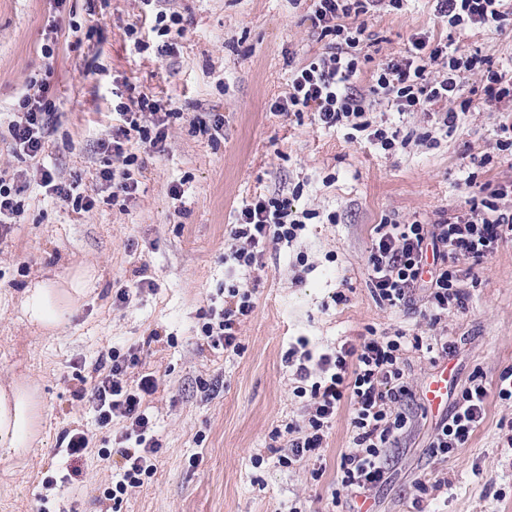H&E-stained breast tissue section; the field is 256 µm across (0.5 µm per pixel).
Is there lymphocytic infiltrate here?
Returning <instances> with one entry per match:
<instances>
[{
    "label": "lymphocytic infiltrate",
    "mask_w": 512,
    "mask_h": 512,
    "mask_svg": "<svg viewBox=\"0 0 512 512\" xmlns=\"http://www.w3.org/2000/svg\"><path fill=\"white\" fill-rule=\"evenodd\" d=\"M435 10L449 26H476L503 30L512 26V0H435ZM390 4L400 8L402 0H312L311 20L330 43L325 52L295 68L288 94L276 101L274 111L312 113L323 128L342 125L369 132L384 151L408 146L409 137L399 130L372 127L366 114L369 95L392 100L398 113L420 112L436 115L443 127H454L460 114L471 110L473 101L461 93L460 80L469 72H481L483 100L492 111L506 113L499 130L505 138L500 147L512 151V73L494 68L489 58L449 50L447 44L429 36L412 38L401 59H392L377 68L368 93L356 89L358 71L354 53L366 30L365 15ZM440 64L447 72L429 78V65ZM23 112L8 126L13 147L20 157L37 158L45 145V130L52 104L42 92L26 95ZM124 124L111 136L101 139L102 152L121 159L122 173L103 169L99 178L115 183L124 198L135 197L139 185L130 171L138 157L125 153L122 139L137 133L142 145L153 153L163 152L168 138L170 113L160 111L148 97L132 104H120ZM512 195V182L484 189L480 198H471L467 208L427 224L420 220H386L375 228L367 257L368 282L373 297L388 307L409 302L417 288L428 286L427 308L431 323H439L451 311L466 307L468 293L460 285L454 264L467 259L480 264L492 257L501 242L512 240V208L500 207L501 199ZM305 223L293 210L290 200L257 196L241 208L232 225L224 249V260L243 272L258 266L268 244L292 242ZM253 292L233 284L228 286L221 307L211 308L209 320L201 327L203 338L212 347L228 353L241 350L240 326L254 310ZM426 351L433 359L447 358L453 348L447 336L422 338L396 332L391 336H366L359 343H343L322 353L316 369L298 364L299 382L295 392L306 398L302 421L288 424V454L285 464L319 458L326 432L336 417L342 400L353 408L352 445L340 462L343 490L350 494L370 491L385 478L384 457L408 424L402 406L412 398L405 377L404 354ZM136 355L106 351L99 358L107 373L91 389L90 400L101 425L122 419L125 427L118 442L122 466L120 477L109 494L113 504L140 487L143 475L153 470L160 449L152 438V420L145 401L158 389L153 375H142L128 383L129 368L136 366ZM488 390L480 374H473L449 416L437 428L431 443L434 454L446 455L465 447L485 418Z\"/></svg>",
    "instance_id": "lymphocytic-infiltrate-1"
}]
</instances>
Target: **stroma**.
I'll use <instances>...</instances> for the list:
<instances>
[{
  "mask_svg": "<svg viewBox=\"0 0 512 512\" xmlns=\"http://www.w3.org/2000/svg\"><path fill=\"white\" fill-rule=\"evenodd\" d=\"M185 30L173 53L137 51L126 29L139 22L140 0H0V173L30 178L44 164L56 181L95 194L87 212L25 194V211L0 240V388L26 384L37 406L38 437L20 455H0V512H104L121 457L123 422L100 426L87 394L102 351L138 355L137 372L153 373L148 399L161 448L154 470L125 496L120 512H512V399L499 398V375L512 366V242L481 264H458L469 293L465 311L438 327L424 314L426 290L390 308L370 291L366 258L374 227L387 219L431 223L464 207L484 184L512 181V154L500 151L499 113L462 114L450 129L423 113L398 114L377 100L374 124L427 134L426 142L384 152L347 126L323 129L311 113L271 111L288 93L296 66L327 47L307 5L290 0H159ZM358 56L360 90L379 62L401 58L412 36L427 34L491 58L512 71V28L449 27L432 0H403L366 19ZM45 83L54 105L39 160L14 156L8 133L30 81ZM147 95L175 113L164 152L144 154L137 134L135 199L102 187L104 168L121 161L97 148L112 129L117 103ZM223 116L213 134L200 132ZM184 194L173 197L170 185ZM289 198L312 219L291 243L269 246L251 276L229 275L225 240L241 208L256 196ZM145 269L154 289L116 304L118 288ZM83 274L82 296L58 328L30 323L26 289ZM252 287L240 354L207 345L203 315L221 304L226 285ZM346 295L343 303L336 294ZM402 330L446 334L448 397L474 370L488 388L486 418L466 447L432 455L436 428L452 408H433L427 386L437 367L406 354L413 391L408 426L388 451L387 474L369 497L337 495L342 454L352 443V407L343 403L326 433L321 464L281 466L274 430L299 419L286 363L298 337L318 355L368 334ZM88 434L74 480L60 450L64 432ZM262 464H254V457ZM427 493H419V484Z\"/></svg>",
  "mask_w": 512,
  "mask_h": 512,
  "instance_id": "35a3bbf8",
  "label": "stroma"
}]
</instances>
